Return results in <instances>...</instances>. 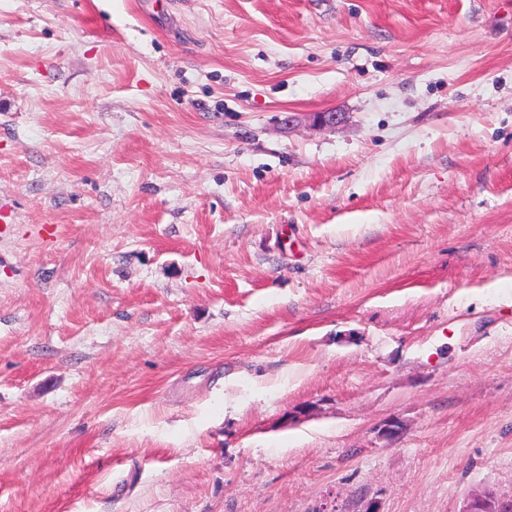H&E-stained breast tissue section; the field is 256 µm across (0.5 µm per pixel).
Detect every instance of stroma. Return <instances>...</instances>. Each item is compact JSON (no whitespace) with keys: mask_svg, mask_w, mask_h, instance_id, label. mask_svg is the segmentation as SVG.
<instances>
[{"mask_svg":"<svg viewBox=\"0 0 512 512\" xmlns=\"http://www.w3.org/2000/svg\"><path fill=\"white\" fill-rule=\"evenodd\" d=\"M484 488L512 492V0H0V512ZM345 115L342 112H310V113H292L288 115L285 124L292 128L298 124L308 123L309 126L319 129H336L345 122Z\"/></svg>","mask_w":512,"mask_h":512,"instance_id":"obj_1","label":"stroma"}]
</instances>
